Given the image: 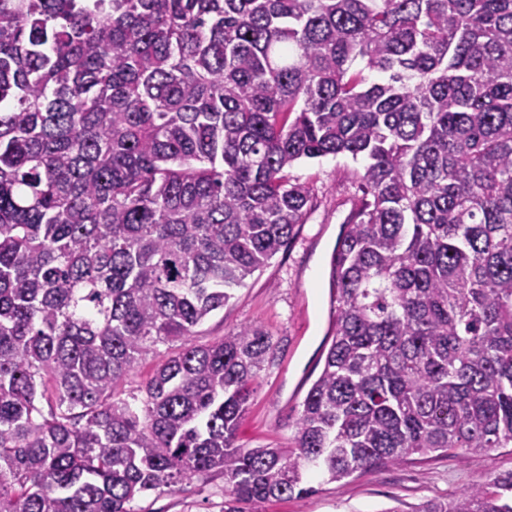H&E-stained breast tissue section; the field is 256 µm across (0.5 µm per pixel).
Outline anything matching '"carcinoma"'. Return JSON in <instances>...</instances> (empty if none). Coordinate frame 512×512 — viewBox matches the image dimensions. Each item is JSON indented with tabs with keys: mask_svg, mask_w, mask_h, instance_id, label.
Returning <instances> with one entry per match:
<instances>
[{
	"mask_svg": "<svg viewBox=\"0 0 512 512\" xmlns=\"http://www.w3.org/2000/svg\"><path fill=\"white\" fill-rule=\"evenodd\" d=\"M382 75L370 81L369 74ZM365 160L288 447L237 443L272 336L208 343ZM159 344L174 351L131 387ZM512 448V0H0V512H222ZM413 512H512V472ZM132 505L134 512H220L224 509V476L194 481L180 492L151 494Z\"/></svg>",
	"mask_w": 512,
	"mask_h": 512,
	"instance_id": "cac0c4a2",
	"label": "carcinoma"
}]
</instances>
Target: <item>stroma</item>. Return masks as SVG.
Listing matches in <instances>:
<instances>
[{
  "mask_svg": "<svg viewBox=\"0 0 512 512\" xmlns=\"http://www.w3.org/2000/svg\"><path fill=\"white\" fill-rule=\"evenodd\" d=\"M363 161L326 156L298 163L291 171L313 186L318 204L294 238L261 271L248 277L223 310L199 326L206 343L227 332L258 326L277 345L265 367L240 430L247 447H287L300 404L322 368L329 328V261L355 192ZM512 472V448L460 458L431 453L408 463L355 473L319 485L305 498L272 499L258 512H414L423 502L461 491L473 483ZM224 478L216 475L185 485L183 491L152 494L133 504L134 512H222Z\"/></svg>",
  "mask_w": 512,
  "mask_h": 512,
  "instance_id": "1",
  "label": "stroma"
}]
</instances>
